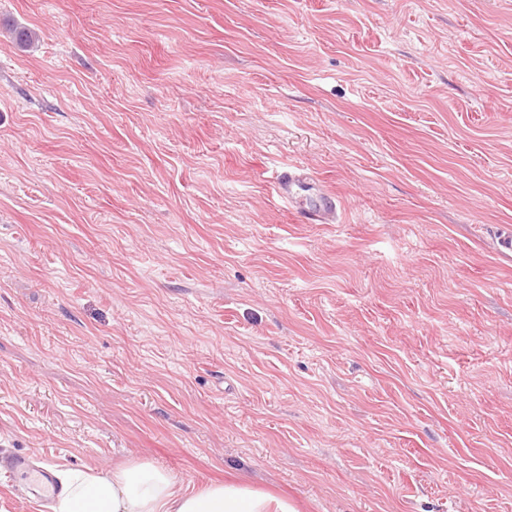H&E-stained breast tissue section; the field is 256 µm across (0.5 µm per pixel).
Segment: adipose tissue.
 I'll return each instance as SVG.
<instances>
[{
    "mask_svg": "<svg viewBox=\"0 0 512 512\" xmlns=\"http://www.w3.org/2000/svg\"><path fill=\"white\" fill-rule=\"evenodd\" d=\"M52 512H298L294 501L244 482L214 481L187 487L148 461L113 469L67 470Z\"/></svg>",
    "mask_w": 512,
    "mask_h": 512,
    "instance_id": "ef3b65f1",
    "label": "adipose tissue"
}]
</instances>
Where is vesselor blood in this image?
<instances>
[{"label": "vessel or blood", "mask_w": 512, "mask_h": 512, "mask_svg": "<svg viewBox=\"0 0 512 512\" xmlns=\"http://www.w3.org/2000/svg\"><path fill=\"white\" fill-rule=\"evenodd\" d=\"M276 192L282 203L296 217L308 224H329L336 220V195L318 188L312 175L304 169L287 165L276 176ZM0 470L13 477L23 478L25 496L41 498L54 489L51 471L35 469L31 457L14 454L0 458Z\"/></svg>", "instance_id": "1"}]
</instances>
